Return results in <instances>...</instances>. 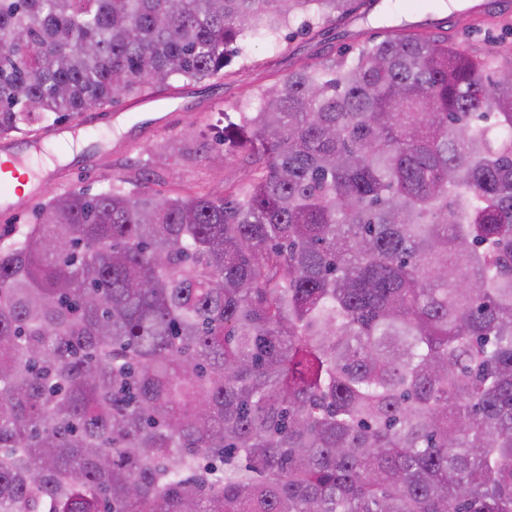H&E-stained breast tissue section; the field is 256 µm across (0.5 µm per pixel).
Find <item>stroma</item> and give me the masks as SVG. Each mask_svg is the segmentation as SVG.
Wrapping results in <instances>:
<instances>
[{"mask_svg":"<svg viewBox=\"0 0 512 512\" xmlns=\"http://www.w3.org/2000/svg\"><path fill=\"white\" fill-rule=\"evenodd\" d=\"M461 5L462 0H445L432 10L415 5L402 16L410 23L428 20L451 29L457 46L475 55L512 42V11L491 25L450 27ZM346 29L340 22L316 37L295 35L284 50L252 35L223 76L175 82L173 89L151 101L131 96L112 108L90 109L78 121L58 125L54 137L36 140L12 134L6 143L19 165L40 170L41 175L18 210L0 207V225L31 223L37 204L59 192L81 189L96 194L121 180L154 175L163 190L203 187L223 196L225 186L246 176L239 159L225 154V114L248 88L285 78L290 54H307L317 43L325 52L336 53L342 46L337 35Z\"/></svg>","mask_w":512,"mask_h":512,"instance_id":"35a3bbf8","label":"stroma"}]
</instances>
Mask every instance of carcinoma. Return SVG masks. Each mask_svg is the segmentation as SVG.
I'll return each mask as SVG.
<instances>
[{
	"label": "carcinoma",
	"mask_w": 512,
	"mask_h": 512,
	"mask_svg": "<svg viewBox=\"0 0 512 512\" xmlns=\"http://www.w3.org/2000/svg\"><path fill=\"white\" fill-rule=\"evenodd\" d=\"M384 0H0V137ZM293 62L224 196L0 226V512H512V47Z\"/></svg>",
	"instance_id": "cac0c4a2"
}]
</instances>
